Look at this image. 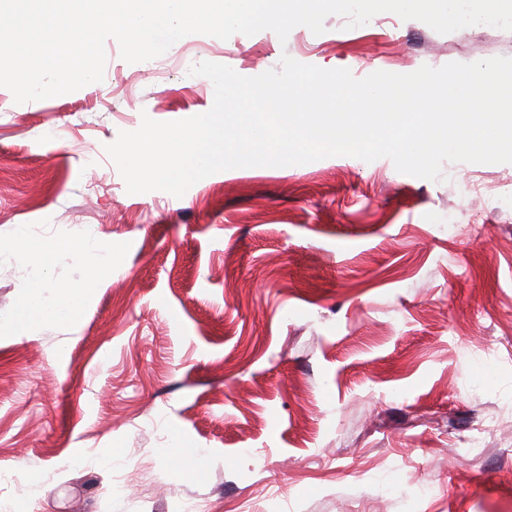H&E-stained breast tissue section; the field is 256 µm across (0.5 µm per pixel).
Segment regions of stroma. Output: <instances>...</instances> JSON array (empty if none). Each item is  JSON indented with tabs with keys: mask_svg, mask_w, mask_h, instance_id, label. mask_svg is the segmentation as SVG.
Returning <instances> with one entry per match:
<instances>
[{
	"mask_svg": "<svg viewBox=\"0 0 512 512\" xmlns=\"http://www.w3.org/2000/svg\"><path fill=\"white\" fill-rule=\"evenodd\" d=\"M346 23L191 34L133 64L110 39L102 82L0 107V472L48 488L2 484L0 512H512V208L465 194L512 192V163L431 181L333 156L177 198L127 193L104 151L142 116L212 107L184 54L357 78L512 57L489 25ZM84 225L110 266L75 257ZM47 239L40 267L28 252ZM37 280L48 304L90 289L71 320L17 330Z\"/></svg>",
	"mask_w": 512,
	"mask_h": 512,
	"instance_id": "obj_1",
	"label": "stroma"
}]
</instances>
